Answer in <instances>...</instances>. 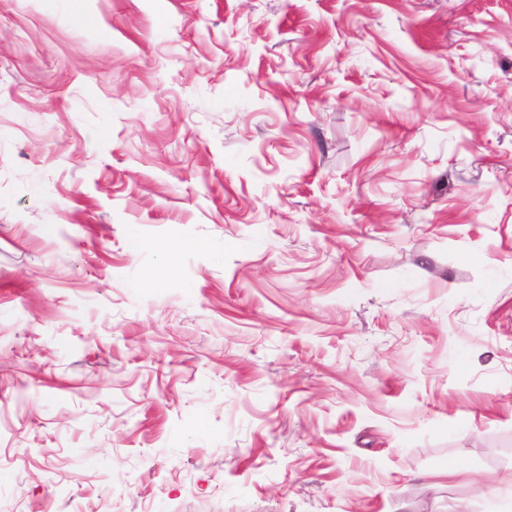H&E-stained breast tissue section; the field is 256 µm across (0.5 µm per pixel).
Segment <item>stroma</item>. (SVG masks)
I'll list each match as a JSON object with an SVG mask.
<instances>
[{"mask_svg":"<svg viewBox=\"0 0 512 512\" xmlns=\"http://www.w3.org/2000/svg\"><path fill=\"white\" fill-rule=\"evenodd\" d=\"M0 512H512V0H0Z\"/></svg>","mask_w":512,"mask_h":512,"instance_id":"35a3bbf8","label":"stroma"}]
</instances>
